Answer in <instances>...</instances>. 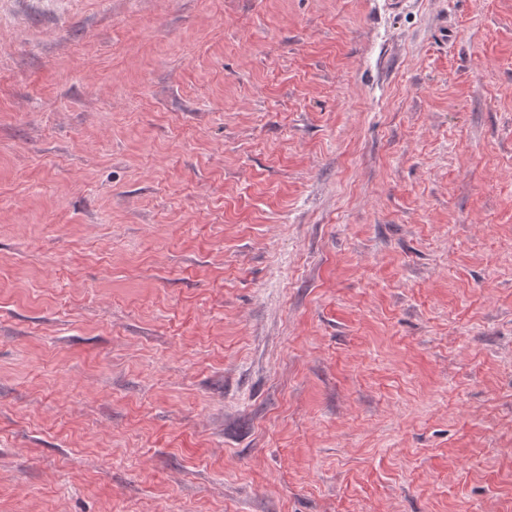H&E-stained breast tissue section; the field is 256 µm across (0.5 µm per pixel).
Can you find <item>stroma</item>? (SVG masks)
<instances>
[{"label": "stroma", "mask_w": 512, "mask_h": 512, "mask_svg": "<svg viewBox=\"0 0 512 512\" xmlns=\"http://www.w3.org/2000/svg\"><path fill=\"white\" fill-rule=\"evenodd\" d=\"M0 512H512V0H0Z\"/></svg>", "instance_id": "obj_1"}]
</instances>
